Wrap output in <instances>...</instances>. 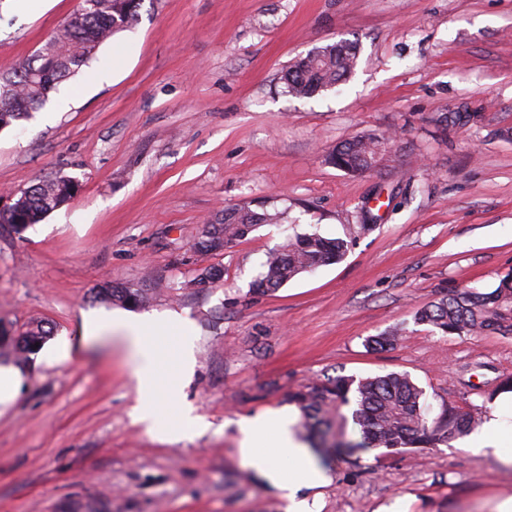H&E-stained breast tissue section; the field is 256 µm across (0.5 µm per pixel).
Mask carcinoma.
Masks as SVG:
<instances>
[{"label": "carcinoma", "instance_id": "cac0c4a2", "mask_svg": "<svg viewBox=\"0 0 512 512\" xmlns=\"http://www.w3.org/2000/svg\"><path fill=\"white\" fill-rule=\"evenodd\" d=\"M91 7L74 11L42 44L39 65L26 58L14 71L0 76V129L27 120L42 106L58 84L75 75L91 60L99 46L115 33L135 27L139 22L140 0H82ZM358 43L341 40L327 44L289 65L281 76L286 93L297 99H311L346 80L353 72ZM387 138L368 135L344 140L328 155L329 164L348 174L367 168ZM78 185L58 177L40 180L14 194L12 213L16 230L37 224L48 214L69 204ZM281 213L260 211L248 205L226 208L211 221L205 237L195 248L219 252L242 241L261 224H273ZM351 246L344 238L320 234H297L273 249L252 282V291L273 294L302 273L340 262ZM104 302L135 307L144 302L133 288L110 283L98 291ZM418 325L441 334L458 336L473 333H512V274L485 292L466 288L444 294L420 308L414 315ZM53 335L50 323L29 322L19 334L0 323V353L26 362L39 346ZM400 340L397 330H387L367 339L373 350L392 347ZM423 389L406 372H389L359 380L351 376L318 379L291 394L301 414L300 426L311 447L336 453L343 448H385L410 452L438 443L448 444L465 436L480 423L482 408L464 411L448 403L430 419L423 400ZM352 407L351 419L360 439L329 440L333 419L343 407Z\"/></svg>", "mask_w": 512, "mask_h": 512}]
</instances>
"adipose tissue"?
I'll return each instance as SVG.
<instances>
[{
	"mask_svg": "<svg viewBox=\"0 0 512 512\" xmlns=\"http://www.w3.org/2000/svg\"><path fill=\"white\" fill-rule=\"evenodd\" d=\"M177 314L159 318L113 312L84 318L82 336L95 339L113 333L124 340L135 365L130 381L136 394L134 419L146 433L177 444L204 434L205 417L178 402L182 382L193 361V346L181 339L175 354L155 345L156 336L172 326ZM168 405L173 414L160 421L156 410ZM292 411L275 410L241 420L239 455L257 480L285 504V512H319V490L332 477L312 448L295 433ZM472 447L488 459L498 479L485 490L461 501L454 512H512V391L500 392L476 432Z\"/></svg>",
	"mask_w": 512,
	"mask_h": 512,
	"instance_id": "adipose-tissue-1",
	"label": "adipose tissue"
}]
</instances>
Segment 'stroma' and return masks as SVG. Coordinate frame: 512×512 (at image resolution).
<instances>
[{
  "label": "stroma",
  "instance_id": "obj_1",
  "mask_svg": "<svg viewBox=\"0 0 512 512\" xmlns=\"http://www.w3.org/2000/svg\"><path fill=\"white\" fill-rule=\"evenodd\" d=\"M79 5L0 0V74ZM357 41L352 76L312 99L283 69ZM110 71L108 81L92 76ZM447 113V124L437 117ZM512 0H142L140 21L102 44L44 110L0 130V208L59 176L76 198L24 231L0 223V319L50 322L75 346L43 354L0 414V512H283L239 458L237 422L288 405L317 377L406 372L439 409L482 404L512 377V334L443 335L414 312L512 273ZM388 133L377 172L326 163L340 141ZM284 212L220 253L197 251L227 206ZM369 223L339 263L271 295L251 283L286 236L335 238ZM219 281L195 286L203 270ZM148 298L140 315L188 323L195 364L182 395L211 423L160 442L132 421L134 362L112 338L83 340L103 283ZM404 340L371 351L394 325ZM322 512H375L398 494L450 512L495 480L457 439L412 454L371 448L328 461Z\"/></svg>",
  "mask_w": 512,
  "mask_h": 512
}]
</instances>
